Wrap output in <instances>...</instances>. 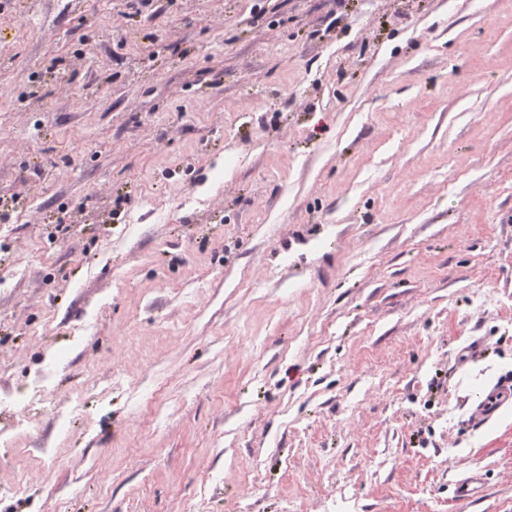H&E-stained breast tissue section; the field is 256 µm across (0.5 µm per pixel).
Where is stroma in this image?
<instances>
[{
	"mask_svg": "<svg viewBox=\"0 0 512 512\" xmlns=\"http://www.w3.org/2000/svg\"><path fill=\"white\" fill-rule=\"evenodd\" d=\"M9 207L0 512H512V0H0ZM512 394V378L501 380L487 392L477 405V413L482 419L491 416Z\"/></svg>",
	"mask_w": 512,
	"mask_h": 512,
	"instance_id": "obj_1",
	"label": "stroma"
}]
</instances>
